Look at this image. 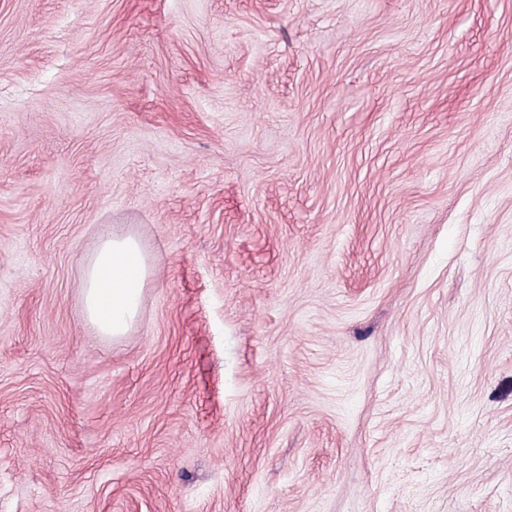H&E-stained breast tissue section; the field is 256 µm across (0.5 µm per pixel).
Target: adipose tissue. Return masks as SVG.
<instances>
[{
  "label": "adipose tissue",
  "instance_id": "1",
  "mask_svg": "<svg viewBox=\"0 0 512 512\" xmlns=\"http://www.w3.org/2000/svg\"><path fill=\"white\" fill-rule=\"evenodd\" d=\"M152 268L137 237L104 227L82 278L85 318L100 334L126 335L136 323Z\"/></svg>",
  "mask_w": 512,
  "mask_h": 512
}]
</instances>
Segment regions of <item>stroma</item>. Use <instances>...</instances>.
<instances>
[{"mask_svg":"<svg viewBox=\"0 0 512 512\" xmlns=\"http://www.w3.org/2000/svg\"><path fill=\"white\" fill-rule=\"evenodd\" d=\"M0 512H512V0H0ZM152 268L137 237L104 227L82 278L85 319L100 334L125 336L136 323Z\"/></svg>","mask_w":512,"mask_h":512,"instance_id":"35a3bbf8","label":"stroma"}]
</instances>
